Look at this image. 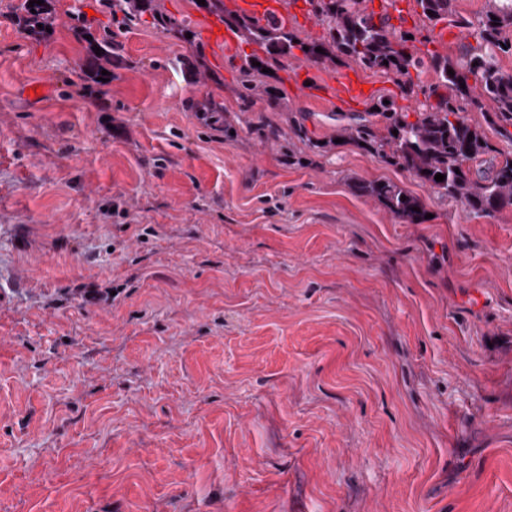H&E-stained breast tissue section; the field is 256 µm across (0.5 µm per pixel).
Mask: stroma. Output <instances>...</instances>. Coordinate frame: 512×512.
Segmentation results:
<instances>
[{
	"label": "stroma",
	"mask_w": 512,
	"mask_h": 512,
	"mask_svg": "<svg viewBox=\"0 0 512 512\" xmlns=\"http://www.w3.org/2000/svg\"><path fill=\"white\" fill-rule=\"evenodd\" d=\"M23 3L0 0V512H512V208L289 131L333 134L344 104L303 84L354 62L269 60L245 103L243 41L104 0H49L38 32ZM79 25L117 44L109 82ZM377 179L426 220L352 188ZM112 7V19L119 21L118 13H121V22L130 24L138 21L147 11H152L153 15L162 16L159 11V5L153 2L160 0H107ZM380 183H383V186H380ZM354 188L358 193L378 200L388 212L404 222L420 224L424 220V211L419 200L395 183L361 180L354 184ZM402 196H406V200H401ZM413 207L419 208L420 212L413 211Z\"/></svg>",
	"instance_id": "35a3bbf8"
}]
</instances>
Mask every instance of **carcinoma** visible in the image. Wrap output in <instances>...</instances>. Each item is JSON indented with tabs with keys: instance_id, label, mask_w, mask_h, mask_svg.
Segmentation results:
<instances>
[{
	"instance_id": "1",
	"label": "carcinoma",
	"mask_w": 512,
	"mask_h": 512,
	"mask_svg": "<svg viewBox=\"0 0 512 512\" xmlns=\"http://www.w3.org/2000/svg\"><path fill=\"white\" fill-rule=\"evenodd\" d=\"M112 18L130 24L151 11L161 14L155 0H110ZM364 0H307L312 15L326 26L327 36L315 40L301 36L294 29L260 24L249 17L227 13L224 22L234 28L246 42L258 45L274 60L303 59L307 62L340 63L351 60L364 69L392 76L402 92L409 97L423 95L417 119L394 102L379 100L373 106L383 126L360 114H336V134L325 140H309L320 150L343 139L345 144L360 146L388 162L413 172L437 194L460 204L476 217H492L512 207V151L492 145L484 126L493 128L505 141L512 142V75L502 70L499 56L512 54V0H486L482 14L475 21L456 15L455 0H415L422 18L432 27L446 23L469 30L475 44H465L457 56L443 55L427 49L428 35L403 29L391 23L387 10L380 15L368 11ZM89 42L85 68L95 76L112 71V42L87 38ZM101 49L96 55L92 47ZM322 48L319 53L316 48ZM388 64H383V61ZM259 65L254 66L252 62ZM266 66L256 53L242 59V96L255 90L251 76ZM453 74H448V71ZM431 72L435 84H425L421 76ZM443 88L446 93L439 94ZM437 96L432 103L430 98ZM481 113L485 124L470 122L461 115V104ZM398 134H393V131ZM491 155L488 170L471 171L468 163ZM445 176L435 180L436 174ZM355 190L378 200L396 218L420 224L424 212L417 198L403 187L378 180H361Z\"/></svg>"
}]
</instances>
